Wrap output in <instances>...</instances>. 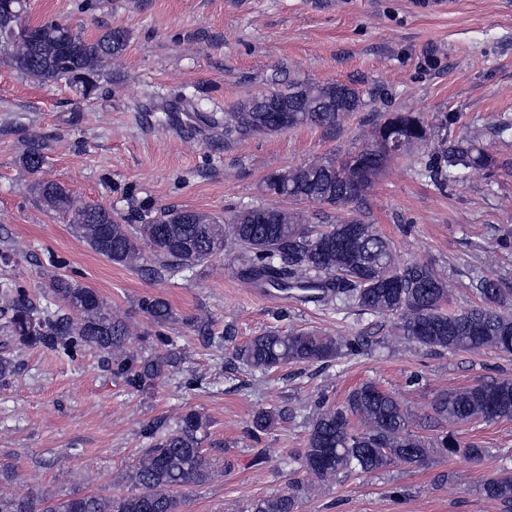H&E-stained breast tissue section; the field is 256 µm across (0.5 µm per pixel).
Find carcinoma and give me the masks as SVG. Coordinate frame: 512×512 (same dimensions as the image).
<instances>
[{
    "mask_svg": "<svg viewBox=\"0 0 512 512\" xmlns=\"http://www.w3.org/2000/svg\"><path fill=\"white\" fill-rule=\"evenodd\" d=\"M127 31L106 29L87 40L57 20L32 23L0 7V59L26 78L47 84L96 79L105 63L119 57L127 45ZM288 107L296 119L288 125L269 120L267 104ZM366 107L356 89L336 82H290L246 98L224 113V137L247 138L284 132L299 126L334 128L340 118ZM461 115L441 112L428 124L415 112H389L375 123L371 144L334 160L316 161L269 173L264 191L273 197L292 198L336 209L363 199L395 158L414 160L413 150L428 147L423 160H415L432 182L452 184L473 170L501 169L512 173V159L499 160L477 135L452 131ZM43 144L32 140L20 157L23 168L41 176ZM40 202L80 233L90 248L109 261L134 267L144 260L140 244L149 246L167 277L202 265L233 245L242 277L277 291L305 292V302L357 308L371 314L397 317L401 335L439 353L493 349L512 354V290L500 281L480 276L472 284L482 302L458 312L446 310L451 286L432 265L395 262L394 242L373 224L359 217L334 224L312 226L287 210L269 205L240 209L224 220L172 206L156 218L125 224L112 209L78 204L70 192L54 181L37 180ZM52 297L60 303L54 313L38 308L21 288L8 303L6 331L12 341L74 355L82 349L105 354L107 367L137 392L158 379L176 373L179 358L167 349L145 356L134 346L128 323L112 315L93 289L63 276L52 279ZM140 310L155 324L168 322L169 303L145 297ZM368 346L362 336L337 339L298 330L287 335L275 331L252 337L236 351L235 359L255 372L270 374L284 365L329 363L358 355ZM436 414L457 422L489 421L512 416V378L479 381L437 395ZM282 411H258L249 438L270 429ZM412 417L395 398L373 383L353 389L340 407L320 404L308 422L304 452L289 458L306 474L325 480L357 470L370 472L394 462L421 465L438 452L481 459L487 449L462 444L445 432L425 438L410 429ZM209 423L189 409L163 427L148 424L142 436L152 444L142 450L125 474L131 491L118 496L80 494L63 499L43 496L39 512H181L182 489L211 480L215 466L207 455ZM482 492L512 512V476L486 480ZM293 494L258 500L254 512H296ZM0 512H34L28 498L0 492Z\"/></svg>",
    "mask_w": 512,
    "mask_h": 512,
    "instance_id": "1",
    "label": "carcinoma"
}]
</instances>
